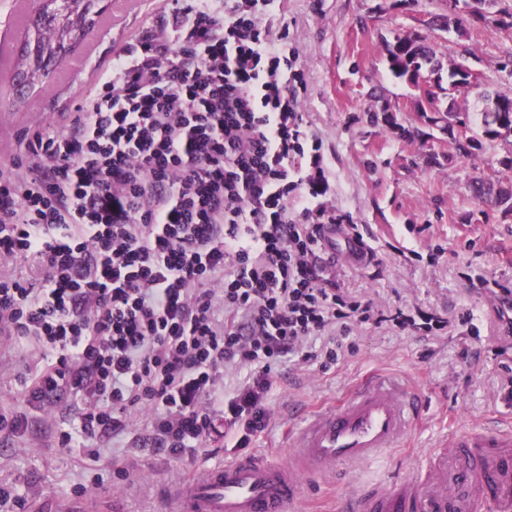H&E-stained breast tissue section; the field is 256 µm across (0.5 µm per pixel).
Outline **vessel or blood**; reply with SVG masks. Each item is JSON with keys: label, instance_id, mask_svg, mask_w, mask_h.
<instances>
[{"label": "vessel or blood", "instance_id": "1", "mask_svg": "<svg viewBox=\"0 0 512 512\" xmlns=\"http://www.w3.org/2000/svg\"><path fill=\"white\" fill-rule=\"evenodd\" d=\"M326 237L331 252L355 263L358 245L350 234L332 226ZM423 408L411 390L367 379L292 432L287 460L243 455L169 486L165 495L178 512H291L305 484L400 447ZM338 512H512V428L456 431L434 449L424 478L344 495Z\"/></svg>", "mask_w": 512, "mask_h": 512}]
</instances>
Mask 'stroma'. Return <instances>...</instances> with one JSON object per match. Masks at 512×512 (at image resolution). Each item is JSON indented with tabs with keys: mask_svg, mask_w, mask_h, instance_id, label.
<instances>
[{
	"mask_svg": "<svg viewBox=\"0 0 512 512\" xmlns=\"http://www.w3.org/2000/svg\"><path fill=\"white\" fill-rule=\"evenodd\" d=\"M449 0H274L266 14L287 26L299 49L306 89L301 110L322 139L326 176L339 209L349 213L373 250L365 265L340 263L338 282L385 309L422 308L448 322L439 335L369 326L354 332L353 347L320 370L281 363L269 402L271 427L250 445L254 456H281L288 434L307 417L340 403L352 384L379 373L412 385L426 403L422 422L399 450L349 468L344 483L328 482L305 495L304 512H336L353 489L414 475L430 464L432 449L452 431L495 420L512 426V340L489 300L487 283L512 287V213L489 210L472 196L473 181L494 178L504 146L459 157L451 137L421 123L416 90L388 69L384 39L416 27L418 16L444 12ZM170 13L169 0H122L97 33L86 66L65 81L0 96V169L21 151L23 134L66 128L75 105L94 91L100 70L126 44L153 30ZM439 56L468 47L472 67L493 92L512 95V73L500 63L512 55V28L468 26L465 36L436 31ZM389 106L414 129L404 138L367 114ZM471 316L480 331L471 338ZM40 359L36 346L10 341L0 351V411L23 410V381ZM146 416L129 432L95 448H62L57 433L76 432L74 403L58 404L52 419L28 432H0V485L22 499V512H44L54 502L117 499L120 512H174L164 491L198 477L203 468L236 458L233 450L175 461L146 445ZM127 468L128 477L118 474Z\"/></svg>",
	"mask_w": 512,
	"mask_h": 512,
	"instance_id": "obj_1",
	"label": "stroma"
}]
</instances>
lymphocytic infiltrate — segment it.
<instances>
[{"label":"lymphocytic infiltrate","mask_w":512,"mask_h":512,"mask_svg":"<svg viewBox=\"0 0 512 512\" xmlns=\"http://www.w3.org/2000/svg\"><path fill=\"white\" fill-rule=\"evenodd\" d=\"M269 4L172 0L67 129L33 133L0 171V260L41 269L0 274V333L41 350L0 431L25 434L69 397L86 441L143 411L170 458L219 431L244 449L270 426L281 360L325 370L355 328H445L333 279L325 228L350 218L326 198L299 52L264 24ZM229 367L249 368L247 384L225 389Z\"/></svg>","instance_id":"1"}]
</instances>
